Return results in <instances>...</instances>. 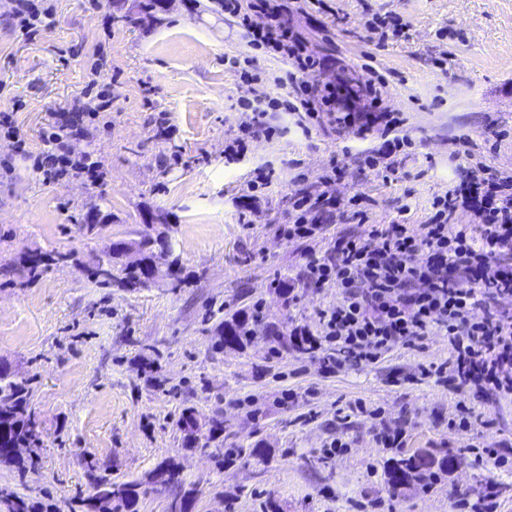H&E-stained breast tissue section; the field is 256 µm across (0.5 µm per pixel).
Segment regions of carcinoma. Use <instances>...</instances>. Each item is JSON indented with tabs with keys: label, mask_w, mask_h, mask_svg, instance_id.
<instances>
[{
	"label": "carcinoma",
	"mask_w": 512,
	"mask_h": 512,
	"mask_svg": "<svg viewBox=\"0 0 512 512\" xmlns=\"http://www.w3.org/2000/svg\"><path fill=\"white\" fill-rule=\"evenodd\" d=\"M150 238L141 241L144 265L127 266L123 269L124 275L115 280V284L128 290L148 287V273L144 267L157 262L164 254L156 255L150 251ZM263 334L271 343L283 349L303 352L296 342V337L288 335V323H263L262 311L259 305L241 307L224 317L220 331L218 345L230 350H242L257 334ZM32 391L26 380H17L8 373L0 371V402L10 401L18 408L13 417H0V466L12 468L19 473L27 469L28 460L23 457L13 461L8 459L12 448L25 444L31 448H40L43 445V428L36 420L31 409ZM196 419L193 409H183L178 426L184 433L183 447L188 450H204L215 448L222 454L223 461L233 464L237 461L247 462L264 461L270 455L267 448H237L224 447V427L213 425L201 437L194 435L189 429L190 422ZM458 458L448 453L434 455L427 451H418L412 454H399L389 458L385 466V479L394 491L409 489L421 482L431 485L442 476L448 474ZM160 479L166 487L173 489L175 497L170 506V512H184L187 505L195 499V489L184 486L180 479V466L176 459L167 458L155 467L147 476L146 483L155 484ZM96 486L112 487V495L119 502L123 512H138L137 506L140 498L145 494L143 482L112 481L106 479L95 480ZM0 504L8 512H52L53 505L39 500H32L16 495L14 492L0 488Z\"/></svg>",
	"instance_id": "carcinoma-1"
}]
</instances>
